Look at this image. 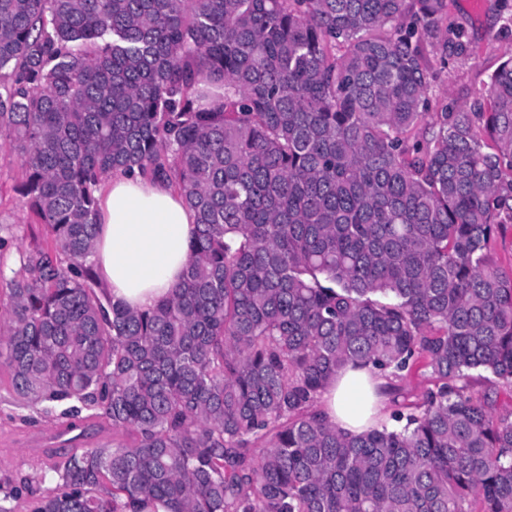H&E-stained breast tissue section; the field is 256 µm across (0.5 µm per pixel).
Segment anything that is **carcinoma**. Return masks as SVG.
I'll return each mask as SVG.
<instances>
[{
    "mask_svg": "<svg viewBox=\"0 0 512 512\" xmlns=\"http://www.w3.org/2000/svg\"><path fill=\"white\" fill-rule=\"evenodd\" d=\"M413 2L0 0V148L52 239L0 364L70 419L33 512H512V58L487 111L432 102L425 46L462 34ZM135 169L196 218L146 311L94 259L100 185ZM347 364L393 425L320 416ZM94 419L132 442L78 448ZM495 264L507 275L512 273V229L507 225L503 237L499 239L493 254Z\"/></svg>",
    "mask_w": 512,
    "mask_h": 512,
    "instance_id": "carcinoma-1",
    "label": "carcinoma"
}]
</instances>
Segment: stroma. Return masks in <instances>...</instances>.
Returning <instances> with one entry per match:
<instances>
[{"mask_svg":"<svg viewBox=\"0 0 512 512\" xmlns=\"http://www.w3.org/2000/svg\"><path fill=\"white\" fill-rule=\"evenodd\" d=\"M447 3L448 22L461 30L464 47L449 50L447 61L431 58L430 95L452 109L485 103L491 75L512 57V0ZM22 180L17 156L0 152V224L8 227L0 246V272L8 278L19 273L20 252L50 242L46 226L20 191ZM65 424L59 411L16 402L9 372L0 365V499L13 512H31L33 498L22 493V484L33 491L49 487L53 466L66 454L55 440Z\"/></svg>","mask_w":512,"mask_h":512,"instance_id":"obj_1","label":"stroma"}]
</instances>
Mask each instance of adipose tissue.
Listing matches in <instances>:
<instances>
[{
  "label": "adipose tissue",
  "instance_id": "1",
  "mask_svg": "<svg viewBox=\"0 0 512 512\" xmlns=\"http://www.w3.org/2000/svg\"><path fill=\"white\" fill-rule=\"evenodd\" d=\"M95 260L113 301L144 311L166 298L183 276L196 226L183 197L167 183L136 173L109 174L99 194ZM370 369L343 368L320 396L319 408L339 429L370 427L361 407L382 385Z\"/></svg>",
  "mask_w": 512,
  "mask_h": 512
}]
</instances>
